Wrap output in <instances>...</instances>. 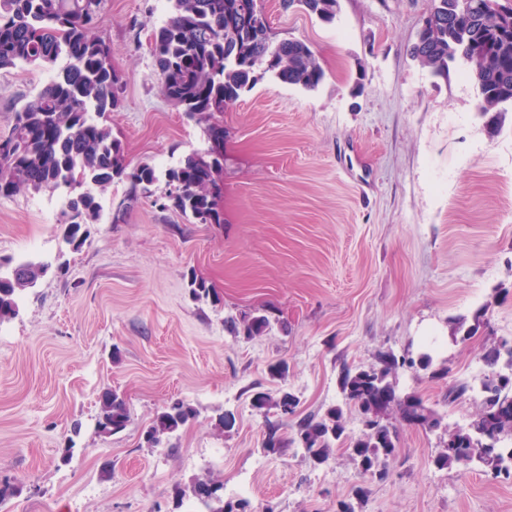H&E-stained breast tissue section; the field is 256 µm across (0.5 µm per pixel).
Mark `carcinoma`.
I'll return each mask as SVG.
<instances>
[{"label": "carcinoma", "mask_w": 512, "mask_h": 512, "mask_svg": "<svg viewBox=\"0 0 512 512\" xmlns=\"http://www.w3.org/2000/svg\"><path fill=\"white\" fill-rule=\"evenodd\" d=\"M320 20L336 19L339 0H283L293 2ZM167 20L152 34L154 58L163 97L192 119L206 125V132L223 124L224 111L255 84V70L262 67L280 83L315 90L324 71L311 47L297 39L276 44L245 24L244 13L269 26L257 0H171ZM429 24L411 46L409 54L434 75H448V63L460 62L464 75L478 88L475 110L490 116L493 130L501 127L512 109V28L499 21L512 13V0H431ZM104 0H0V70L43 69L52 72L42 86L14 113L13 124L0 147V196L22 191L62 190L66 193L63 240L77 250L86 242L88 224L98 219L97 191L115 181L129 183L127 202L114 220L142 196L152 195L159 181L155 167L132 169L124 148L112 130L99 119L119 104V74L112 64L111 43L93 32ZM223 144L213 143L203 152L188 155L164 173L166 185L179 193L172 206L194 224L224 223ZM51 268L48 262L15 263L0 258V324L19 313L18 295L32 288ZM195 300L219 296L206 281L188 277ZM234 336L252 339L271 330L270 318L259 312L242 313L224 320ZM489 372L478 394L479 403L468 427L445 429L447 442L434 463L440 468L469 471L482 466L495 476H512V343L492 342L482 355ZM422 371L431 380L448 377L447 366L437 365L431 354L412 357L391 352L377 354L369 367L343 365L337 384L342 403L323 413L295 418L288 437L273 429L264 450L282 455L291 447L321 465L333 450L342 448L356 470L380 481L389 478L387 460L397 451L396 422L437 428L443 417L416 394L396 391L399 370ZM252 406L264 414L297 398L289 392L257 391ZM355 410L361 423L356 436L345 435V410ZM196 410L182 400L158 412L146 430L152 446L162 443L192 422ZM125 397L112 389L99 396L97 430L116 434L127 426ZM224 484L214 477L197 478L179 490L180 497L195 499L203 512H252L249 502L226 503Z\"/></svg>", "instance_id": "carcinoma-1"}]
</instances>
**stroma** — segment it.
I'll use <instances>...</instances> for the list:
<instances>
[{"label":"stroma","instance_id":"35a3bbf8","mask_svg":"<svg viewBox=\"0 0 512 512\" xmlns=\"http://www.w3.org/2000/svg\"><path fill=\"white\" fill-rule=\"evenodd\" d=\"M334 23L259 0L272 41L299 39L325 73L313 91L259 75L224 113V222L192 224L160 208L164 184L112 217L129 185L101 191V216L77 250L61 237L48 190L0 198V257L63 264L21 293L0 324V512H190L176 492L197 477L253 512H512V478L438 468L442 429L401 426L390 477L364 476L343 450L315 467L300 449L265 453L255 391L285 388L301 412L337 402L342 365L439 342L447 379L398 374L443 417L467 426L471 399L450 383L486 373L493 340L512 338V112L498 132L477 115L463 68L436 76L409 48L430 0H339ZM170 0H105L97 33L114 50L119 105L109 113L130 166L163 171L208 146L204 124L160 93L149 50ZM50 78L0 71V132ZM220 304L194 300L189 275ZM259 310L272 330L247 340L224 327ZM482 324H475L476 314ZM477 325L453 341L452 322ZM283 359L284 378L267 366ZM126 398L116 434L95 428L105 389ZM196 419L156 447L142 439L171 400ZM236 427L220 433L219 414ZM363 487L366 495L355 499Z\"/></svg>","mask_w":512,"mask_h":512}]
</instances>
